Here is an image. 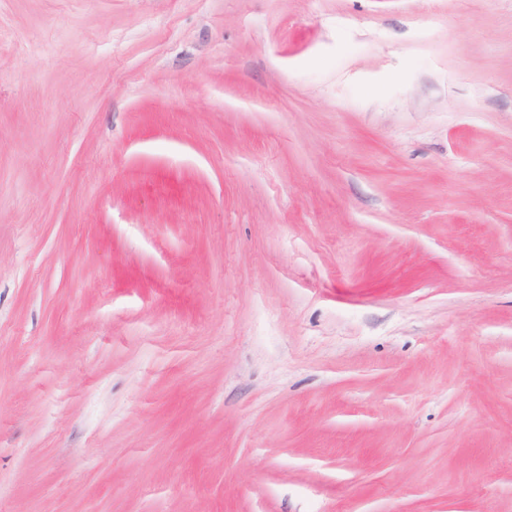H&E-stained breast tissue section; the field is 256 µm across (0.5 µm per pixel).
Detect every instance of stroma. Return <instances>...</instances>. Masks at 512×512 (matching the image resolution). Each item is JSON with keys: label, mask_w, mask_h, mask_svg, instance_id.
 Wrapping results in <instances>:
<instances>
[{"label": "stroma", "mask_w": 512, "mask_h": 512, "mask_svg": "<svg viewBox=\"0 0 512 512\" xmlns=\"http://www.w3.org/2000/svg\"><path fill=\"white\" fill-rule=\"evenodd\" d=\"M0 512H512V0H0Z\"/></svg>", "instance_id": "1"}]
</instances>
